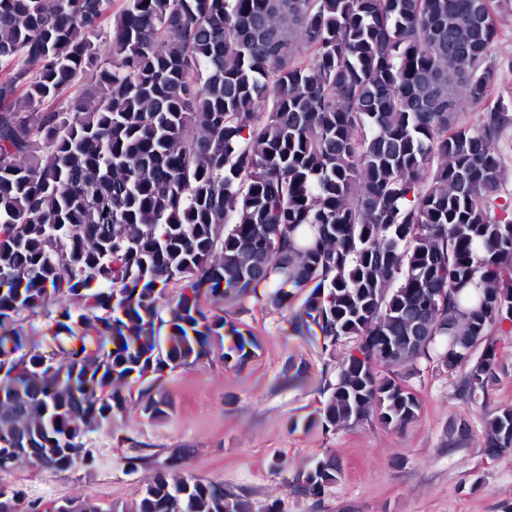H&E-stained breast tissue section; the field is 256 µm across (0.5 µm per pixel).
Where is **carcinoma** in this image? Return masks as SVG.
Masks as SVG:
<instances>
[{
	"mask_svg": "<svg viewBox=\"0 0 512 512\" xmlns=\"http://www.w3.org/2000/svg\"><path fill=\"white\" fill-rule=\"evenodd\" d=\"M498 42L495 0H0V326L41 311L79 343L0 336V473L91 462L131 381L224 347L223 283L281 304L319 280L304 312L353 342L326 430L414 423L423 361L485 394L512 325V102L464 116ZM160 281L182 284L163 337ZM137 405L170 407L152 383ZM483 448L512 452V406ZM179 460L130 505L59 512H253ZM335 481L321 461L305 491ZM20 501L0 484V512Z\"/></svg>",
	"mask_w": 512,
	"mask_h": 512,
	"instance_id": "obj_1",
	"label": "carcinoma"
}]
</instances>
